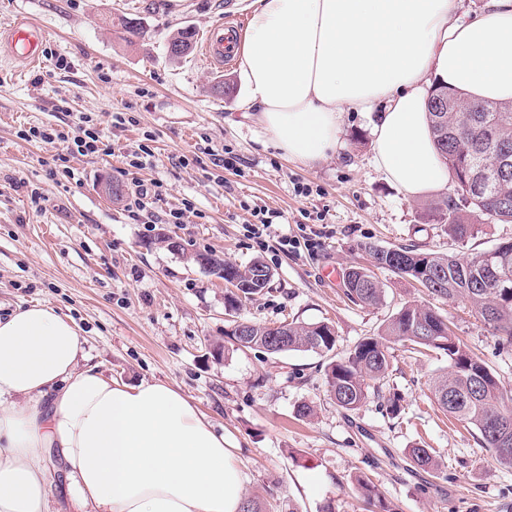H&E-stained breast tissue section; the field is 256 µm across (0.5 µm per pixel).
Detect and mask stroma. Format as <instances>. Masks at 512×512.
<instances>
[{
	"label": "stroma",
	"mask_w": 512,
	"mask_h": 512,
	"mask_svg": "<svg viewBox=\"0 0 512 512\" xmlns=\"http://www.w3.org/2000/svg\"><path fill=\"white\" fill-rule=\"evenodd\" d=\"M250 2L0 0V30L29 17L47 31L42 67L0 60V312L49 305L77 324L90 364L104 377L178 388L234 443L246 494L276 512H365L352 485L358 471L395 512H512V468L496 464L477 432L432 399L435 380L449 369L445 354L394 345L384 389L403 398L395 415L375 398L354 411L336 406L320 355L225 346L227 289L193 262L196 252L213 251L241 267L264 262L273 279L244 303L242 317L267 325L327 322L340 352L376 335L406 302L429 305L448 316L456 336L512 395V351L499 349L464 304L426 295L384 269L376 272L379 305L354 304L342 291L347 269L367 264V246L414 245L464 257L512 238V224L485 222L468 241H453L423 220L425 199L405 197L374 167L373 114L346 113L342 149L304 167L288 160L256 119L243 118L241 66L220 71L192 57L169 58L167 41L177 30L205 33L230 11L248 19ZM117 15L138 19L142 38L129 44L109 31L106 20ZM61 58L67 68L58 67ZM218 77L230 94L212 93ZM116 111L128 117L120 129L110 125ZM82 114L100 123L112 152L74 160L76 180L50 179L54 148L18 132L65 128ZM142 143L152 150L149 166L128 167L127 153ZM138 180L162 182L166 195L134 220L102 187L109 181L127 192ZM306 183L317 194L299 195ZM34 187L45 197L39 210L28 198ZM187 200L194 212L168 223L167 212ZM257 205L279 214L262 244L244 230ZM317 212L324 221L314 220ZM303 224L324 230L321 246L278 250V236L296 235ZM166 233L184 252L163 243ZM304 403L315 410L307 420L296 415ZM414 447L430 449L438 471L414 469Z\"/></svg>",
	"instance_id": "obj_1"
}]
</instances>
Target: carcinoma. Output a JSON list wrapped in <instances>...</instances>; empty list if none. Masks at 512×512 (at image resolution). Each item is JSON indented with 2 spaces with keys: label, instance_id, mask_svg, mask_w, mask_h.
<instances>
[{
  "label": "carcinoma",
  "instance_id": "1",
  "mask_svg": "<svg viewBox=\"0 0 512 512\" xmlns=\"http://www.w3.org/2000/svg\"><path fill=\"white\" fill-rule=\"evenodd\" d=\"M119 25L125 40L143 33L139 23L124 16L108 21ZM500 112H431L429 122L436 147L452 173L454 195L433 200L425 211L444 225L448 237L465 242L479 232L476 222L489 220L512 224V163L498 167L502 150L512 160V107ZM373 266L418 283L432 281L429 295L459 299L489 329L502 348H512V240L466 258L407 247H368ZM346 295L365 305L381 302L383 290L374 272L357 266L344 276ZM287 331L284 346L274 350L313 351L330 357L326 366L328 393L337 406L357 410L374 396L384 397L383 381L389 368L392 345L405 343L412 350H432L448 355L451 371L433 388L440 408L450 417L473 427L481 447L491 451L497 464L512 467V398L504 394L501 380L477 355L454 336L448 319L425 304L408 303L375 336L359 341L341 357L330 356L336 348L333 327L325 322H282ZM271 327L254 322L248 342L257 348L270 345ZM413 464L425 471L438 470L426 448L410 450ZM370 512H393L381 491L363 476L355 478Z\"/></svg>",
  "mask_w": 512,
  "mask_h": 512
}]
</instances>
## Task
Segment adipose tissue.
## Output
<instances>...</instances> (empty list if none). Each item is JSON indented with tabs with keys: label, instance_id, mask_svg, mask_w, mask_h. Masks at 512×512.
Instances as JSON below:
<instances>
[{
	"label": "adipose tissue",
	"instance_id": "ef3b65f1",
	"mask_svg": "<svg viewBox=\"0 0 512 512\" xmlns=\"http://www.w3.org/2000/svg\"><path fill=\"white\" fill-rule=\"evenodd\" d=\"M456 0H251L237 48L257 118L289 160L335 152L344 113H375L373 162L415 199L450 172L429 129L444 84L512 102V0L468 22ZM76 324L49 306L0 317V512H55L41 464L56 450L70 512H240L233 447L179 390L87 365Z\"/></svg>",
	"mask_w": 512,
	"mask_h": 512
}]
</instances>
